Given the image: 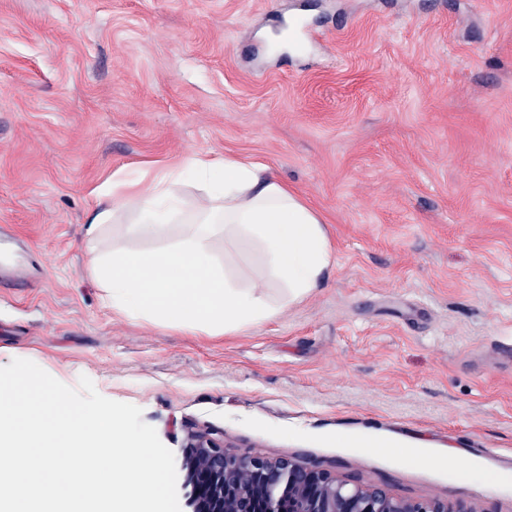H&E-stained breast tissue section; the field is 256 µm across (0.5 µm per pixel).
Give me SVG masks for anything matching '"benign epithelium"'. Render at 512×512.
I'll list each match as a JSON object with an SVG mask.
<instances>
[{
    "label": "benign epithelium",
    "instance_id": "obj_1",
    "mask_svg": "<svg viewBox=\"0 0 512 512\" xmlns=\"http://www.w3.org/2000/svg\"><path fill=\"white\" fill-rule=\"evenodd\" d=\"M187 459L201 512H479L460 501L401 499L291 458L236 457L206 434L193 436Z\"/></svg>",
    "mask_w": 512,
    "mask_h": 512
}]
</instances>
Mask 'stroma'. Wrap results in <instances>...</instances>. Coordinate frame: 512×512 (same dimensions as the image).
I'll list each match as a JSON object with an SVG mask.
<instances>
[{
    "mask_svg": "<svg viewBox=\"0 0 512 512\" xmlns=\"http://www.w3.org/2000/svg\"><path fill=\"white\" fill-rule=\"evenodd\" d=\"M0 0V366L141 408L172 450L210 434L404 499L512 512V0ZM234 156L323 215L321 288L234 335L113 311L85 234L113 176ZM260 282L253 246L212 242Z\"/></svg>",
    "mask_w": 512,
    "mask_h": 512,
    "instance_id": "1",
    "label": "stroma"
}]
</instances>
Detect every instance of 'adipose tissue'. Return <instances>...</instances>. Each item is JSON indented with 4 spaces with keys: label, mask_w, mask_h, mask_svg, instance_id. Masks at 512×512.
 I'll return each mask as SVG.
<instances>
[{
    "label": "adipose tissue",
    "mask_w": 512,
    "mask_h": 512,
    "mask_svg": "<svg viewBox=\"0 0 512 512\" xmlns=\"http://www.w3.org/2000/svg\"><path fill=\"white\" fill-rule=\"evenodd\" d=\"M199 182L203 194L186 210L180 186ZM137 218L129 227L136 239L156 241L148 251L113 250L93 257L91 268L115 311L158 315L183 328L235 333L275 318L280 310L321 287L333 251L319 211L283 183L268 167L227 156L195 154L150 181L118 177L98 198L87 232L95 234L126 210ZM185 224L170 241L172 224ZM261 249L266 277L283 290L271 301L255 287L230 284L210 255V237Z\"/></svg>",
    "instance_id": "1"
}]
</instances>
